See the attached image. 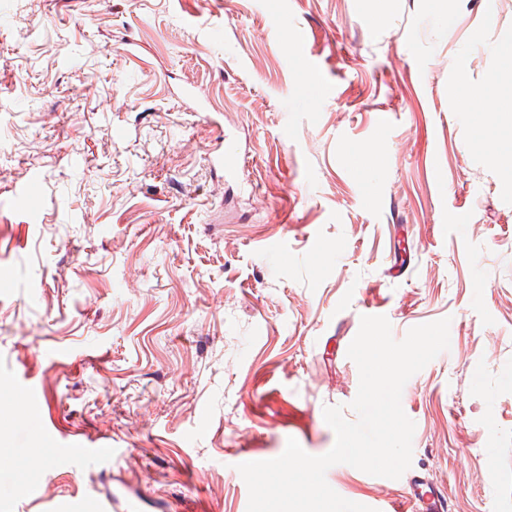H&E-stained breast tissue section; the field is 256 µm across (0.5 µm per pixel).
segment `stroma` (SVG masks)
I'll list each match as a JSON object with an SVG mask.
<instances>
[{"mask_svg": "<svg viewBox=\"0 0 512 512\" xmlns=\"http://www.w3.org/2000/svg\"><path fill=\"white\" fill-rule=\"evenodd\" d=\"M507 40L512 0H0V512H247L238 449L356 420L373 311L450 321L402 392L410 473L512 512Z\"/></svg>", "mask_w": 512, "mask_h": 512, "instance_id": "obj_1", "label": "stroma"}]
</instances>
